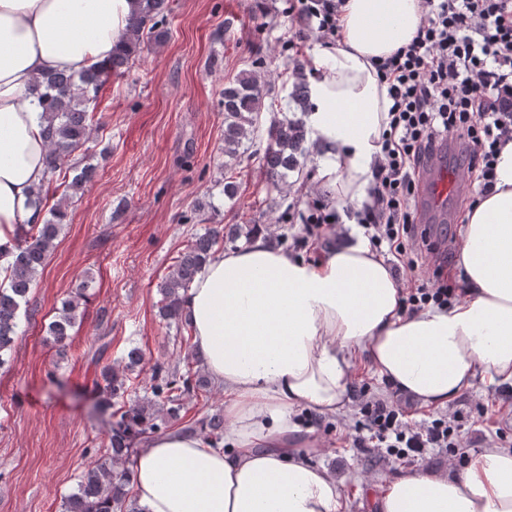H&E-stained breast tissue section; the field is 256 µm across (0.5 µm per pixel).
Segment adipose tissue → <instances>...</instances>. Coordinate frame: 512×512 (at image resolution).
I'll return each mask as SVG.
<instances>
[{
	"mask_svg": "<svg viewBox=\"0 0 512 512\" xmlns=\"http://www.w3.org/2000/svg\"><path fill=\"white\" fill-rule=\"evenodd\" d=\"M135 0H0V249L34 204L46 170L43 109L28 94L48 74L108 60ZM421 0H346L341 38L310 59L307 125L329 198L361 205L391 101L373 61L405 46ZM465 294L449 308L402 312L403 286L358 231L305 260L256 238L216 252L184 299L202 365L224 391V448L178 431L140 449L132 482L147 512H345L323 444L295 418L345 413L358 367L432 408L477 375L512 381V144L493 193L461 230ZM378 512H512V452L490 446L458 468L400 471Z\"/></svg>",
	"mask_w": 512,
	"mask_h": 512,
	"instance_id": "adipose-tissue-1",
	"label": "adipose tissue"
}]
</instances>
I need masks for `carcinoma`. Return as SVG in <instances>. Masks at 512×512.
Here are the masks:
<instances>
[{
	"label": "carcinoma",
	"mask_w": 512,
	"mask_h": 512,
	"mask_svg": "<svg viewBox=\"0 0 512 512\" xmlns=\"http://www.w3.org/2000/svg\"><path fill=\"white\" fill-rule=\"evenodd\" d=\"M166 21V0H137L136 12L129 21L121 46L112 52L108 61L92 66L77 77L65 73L49 75L32 87L31 95L42 106L48 121L50 140L47 178L37 192L38 207H43L46 199L45 186L61 177L67 178V172L78 171L68 183V188L75 192L91 180L92 168H80L70 162V157L89 142L92 116L86 110V104L110 77L122 76L129 71L145 44L160 41ZM264 66V60L254 59L224 86L226 174L234 173L262 125L268 90L258 79L256 69ZM304 88L305 84L299 82L292 92L300 115L290 116L286 112L273 115L265 128L266 146L261 162L268 184L276 190L288 185L289 175L303 174L309 153ZM50 214L51 218L39 224H22L16 230L10 252L12 261L5 282L0 284V366L11 356L19 310L27 302L61 228L62 208H54ZM252 231L249 224H214L203 233L193 235L159 285V316L178 329L186 326L184 294L220 246L234 244L242 238L248 240ZM85 288L86 284H80L74 295L63 301L62 308L48 325L49 336L61 354L68 346ZM143 361L142 352L133 347L124 355L122 368H103L101 380L93 383L94 390L103 395L105 405H120L119 418L112 422V456L110 462H97L83 472L77 490L63 501L62 512H147L129 495L130 470L125 469L117 476L113 474L112 462L127 459L130 449L138 442L159 433L168 420L178 418L183 397L198 399L209 393L210 381L194 369L193 361L188 357L181 367L158 361L152 367L144 395L131 399L128 397L127 373L141 367ZM187 431L202 436L207 444L217 448L224 440V414L220 410L208 414Z\"/></svg>",
	"instance_id": "obj_1"
}]
</instances>
